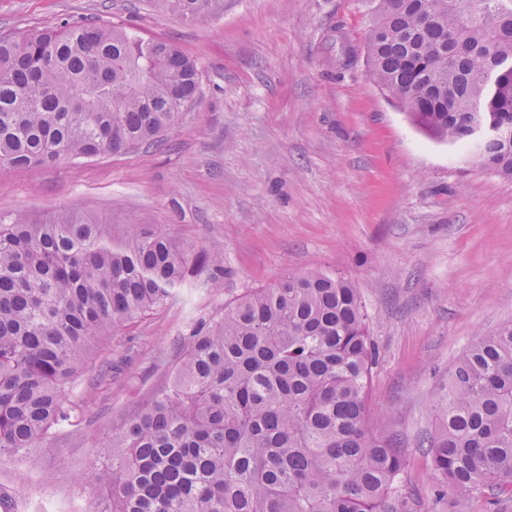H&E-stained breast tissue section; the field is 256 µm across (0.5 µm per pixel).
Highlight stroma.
<instances>
[{"label":"stroma","mask_w":512,"mask_h":512,"mask_svg":"<svg viewBox=\"0 0 512 512\" xmlns=\"http://www.w3.org/2000/svg\"><path fill=\"white\" fill-rule=\"evenodd\" d=\"M86 17L177 44L198 67L200 97L157 145L0 168V210L159 224L220 251L224 272L113 328L70 420L25 463L0 460V501L92 512L102 488L78 473L170 385L191 323L284 273L321 269L350 280L373 315L370 407L404 452L398 496L413 512H512L507 488L437 499L418 445L462 350L512 320V179L430 139L380 90L360 0H223L209 22L153 0H0V36Z\"/></svg>","instance_id":"1"}]
</instances>
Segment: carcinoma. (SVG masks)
Returning a JSON list of instances; mask_svg holds the SVG:
<instances>
[{"mask_svg":"<svg viewBox=\"0 0 512 512\" xmlns=\"http://www.w3.org/2000/svg\"><path fill=\"white\" fill-rule=\"evenodd\" d=\"M374 82L433 140L476 112L512 119V0H362ZM211 20L221 0H155ZM200 96L174 43L63 20L0 37V168L59 166L150 145ZM477 163L512 179V135ZM223 254L155 224L79 210H0V458L24 462L71 416L69 392L112 328L153 313ZM372 316L336 273H288L199 319L168 389L112 432L81 475L95 512H411L396 437L368 406ZM425 437L437 497L512 488V321L463 350Z\"/></svg>","mask_w":512,"mask_h":512,"instance_id":"1","label":"carcinoma"}]
</instances>
